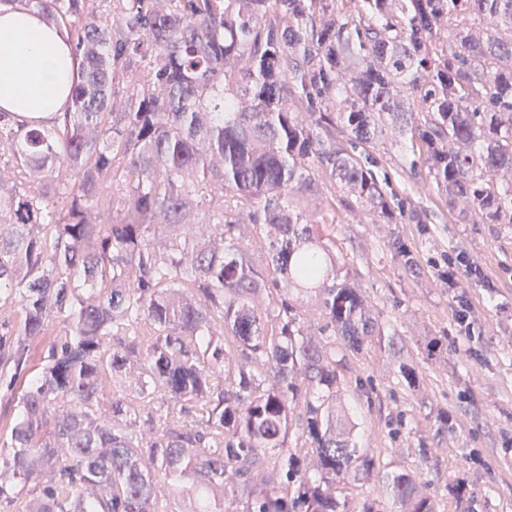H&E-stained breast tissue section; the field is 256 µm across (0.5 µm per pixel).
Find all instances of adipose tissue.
<instances>
[{"label":"adipose tissue","mask_w":512,"mask_h":512,"mask_svg":"<svg viewBox=\"0 0 512 512\" xmlns=\"http://www.w3.org/2000/svg\"><path fill=\"white\" fill-rule=\"evenodd\" d=\"M74 59L65 34L34 12L0 5V109L43 120L64 111Z\"/></svg>","instance_id":"1"}]
</instances>
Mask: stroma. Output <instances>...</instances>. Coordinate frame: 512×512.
<instances>
[{
	"mask_svg": "<svg viewBox=\"0 0 512 512\" xmlns=\"http://www.w3.org/2000/svg\"><path fill=\"white\" fill-rule=\"evenodd\" d=\"M381 168L398 195L421 208L426 225L393 210L369 223L360 208L337 201L328 231L344 272L370 301L395 355L368 338L361 350L337 345L342 405L353 421L354 442L365 448L378 474L407 472L425 485L436 512H512V224H494L465 203L449 206L434 183L419 186L410 170L406 139H384ZM416 261L405 266L393 238ZM480 266L485 281L459 272L448 282V261ZM467 302L474 335H461L455 312ZM447 349L428 358L426 337ZM412 364L416 386L398 374ZM376 478L336 485L353 512H397Z\"/></svg>",
	"mask_w": 512,
	"mask_h": 512,
	"instance_id": "obj_1",
	"label": "stroma"
}]
</instances>
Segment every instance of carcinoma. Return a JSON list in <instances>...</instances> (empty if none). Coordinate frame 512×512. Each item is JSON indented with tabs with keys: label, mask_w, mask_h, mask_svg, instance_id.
<instances>
[{
	"label": "carcinoma",
	"mask_w": 512,
	"mask_h": 512,
	"mask_svg": "<svg viewBox=\"0 0 512 512\" xmlns=\"http://www.w3.org/2000/svg\"><path fill=\"white\" fill-rule=\"evenodd\" d=\"M3 3L64 31L76 75L51 122L0 110V385L23 381L0 506L353 512L336 479L373 473L322 335L395 343L336 264V213L291 200L389 214L390 132L449 204L512 224V0Z\"/></svg>",
	"instance_id": "obj_1"
}]
</instances>
